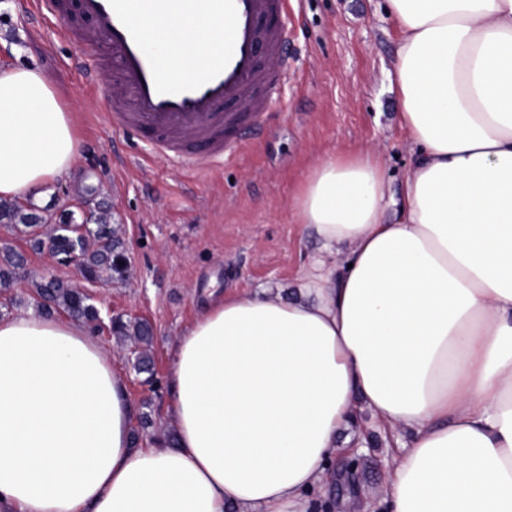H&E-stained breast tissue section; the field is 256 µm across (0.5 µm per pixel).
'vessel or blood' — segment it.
I'll return each instance as SVG.
<instances>
[{
  "mask_svg": "<svg viewBox=\"0 0 512 512\" xmlns=\"http://www.w3.org/2000/svg\"><path fill=\"white\" fill-rule=\"evenodd\" d=\"M40 2L59 21L60 37L90 48L86 71L108 79L109 119L184 166L213 165L240 150L244 130L259 128L290 75L295 0H77L85 28L70 19L67 0ZM176 9L188 21L229 23L219 51L188 73L137 20Z\"/></svg>",
  "mask_w": 512,
  "mask_h": 512,
  "instance_id": "vessel-or-blood-1",
  "label": "vessel or blood"
}]
</instances>
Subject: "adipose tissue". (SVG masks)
Segmentation results:
<instances>
[{"label":"adipose tissue","instance_id":"obj_1","mask_svg":"<svg viewBox=\"0 0 512 512\" xmlns=\"http://www.w3.org/2000/svg\"><path fill=\"white\" fill-rule=\"evenodd\" d=\"M413 154L315 162L291 199L323 255L302 295L211 299L175 349L177 447L133 445V406L86 328L0 318V512H313L357 410L409 445L387 512H512V0H386ZM148 26L187 61L225 24ZM79 138L52 79L0 71V198L41 205Z\"/></svg>","mask_w":512,"mask_h":512}]
</instances>
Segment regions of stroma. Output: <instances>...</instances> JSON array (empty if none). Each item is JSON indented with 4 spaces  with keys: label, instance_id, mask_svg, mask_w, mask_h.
<instances>
[{
    "label": "stroma",
    "instance_id": "1",
    "mask_svg": "<svg viewBox=\"0 0 512 512\" xmlns=\"http://www.w3.org/2000/svg\"><path fill=\"white\" fill-rule=\"evenodd\" d=\"M301 2L288 45L292 75L260 133L224 165L187 172L106 118L103 92L85 84L84 46L56 36L55 19L42 15L34 0H0V66L44 69L73 112L79 136L71 176L55 184L42 209L58 214L66 193L111 206L126 269L89 286L90 301L100 313L142 320L153 329L149 384L127 363L129 346L108 331L94 335L126 384L142 446L174 434L172 355L209 300L211 283L226 293L271 289L297 296L319 244L294 221L289 202L314 162L331 152L375 150L393 193L402 192L411 157L389 82L398 33L385 0ZM4 247L22 253L26 265L13 288L0 294L1 317L39 311L35 284L42 279L83 280L77 266L56 265L47 250L31 249L25 233L0 224ZM146 416L151 422L145 426ZM355 426L363 445L333 458L334 479L317 512H384L395 438L364 410Z\"/></svg>",
    "mask_w": 512,
    "mask_h": 512
}]
</instances>
